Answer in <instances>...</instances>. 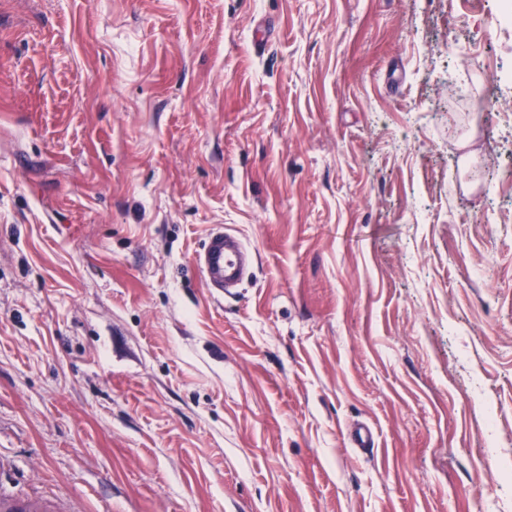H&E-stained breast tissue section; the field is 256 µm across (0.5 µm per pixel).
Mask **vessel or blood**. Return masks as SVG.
Listing matches in <instances>:
<instances>
[{"mask_svg":"<svg viewBox=\"0 0 512 512\" xmlns=\"http://www.w3.org/2000/svg\"><path fill=\"white\" fill-rule=\"evenodd\" d=\"M252 253L236 234L221 230L209 233L197 258V266L211 294H230L244 278Z\"/></svg>","mask_w":512,"mask_h":512,"instance_id":"1","label":"vessel or blood"}]
</instances>
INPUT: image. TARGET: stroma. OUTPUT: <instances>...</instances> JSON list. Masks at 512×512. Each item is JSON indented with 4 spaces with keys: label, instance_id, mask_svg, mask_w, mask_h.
<instances>
[{
    "label": "stroma",
    "instance_id": "stroma-1",
    "mask_svg": "<svg viewBox=\"0 0 512 512\" xmlns=\"http://www.w3.org/2000/svg\"><path fill=\"white\" fill-rule=\"evenodd\" d=\"M501 13L0 0V496L512 512ZM251 259V251L238 235L218 230L209 233L197 266L210 293L226 296L234 294L231 287L243 280Z\"/></svg>",
    "mask_w": 512,
    "mask_h": 512
}]
</instances>
